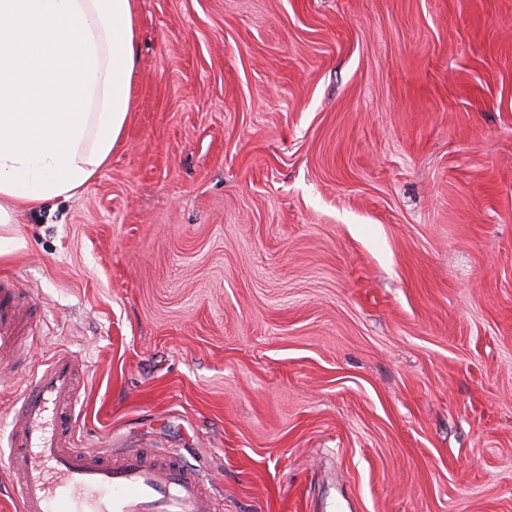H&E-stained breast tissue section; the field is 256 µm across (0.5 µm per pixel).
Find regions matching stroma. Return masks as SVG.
I'll list each match as a JSON object with an SVG mask.
<instances>
[{"instance_id": "1", "label": "stroma", "mask_w": 512, "mask_h": 512, "mask_svg": "<svg viewBox=\"0 0 512 512\" xmlns=\"http://www.w3.org/2000/svg\"><path fill=\"white\" fill-rule=\"evenodd\" d=\"M131 108L0 224L81 443L223 512H512V0H135Z\"/></svg>"}]
</instances>
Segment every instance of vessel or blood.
<instances>
[{
    "mask_svg": "<svg viewBox=\"0 0 512 512\" xmlns=\"http://www.w3.org/2000/svg\"><path fill=\"white\" fill-rule=\"evenodd\" d=\"M30 303L0 287V364L21 356L17 335ZM85 369L77 356L54 351L29 369L6 423L0 470L16 512H218L222 486L178 454L81 447L77 422Z\"/></svg>",
    "mask_w": 512,
    "mask_h": 512,
    "instance_id": "obj_1",
    "label": "vessel or blood"
}]
</instances>
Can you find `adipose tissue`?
I'll return each mask as SVG.
<instances>
[{
	"instance_id": "1",
	"label": "adipose tissue",
	"mask_w": 512,
	"mask_h": 512,
	"mask_svg": "<svg viewBox=\"0 0 512 512\" xmlns=\"http://www.w3.org/2000/svg\"><path fill=\"white\" fill-rule=\"evenodd\" d=\"M136 62L134 0H0V224L95 178Z\"/></svg>"
}]
</instances>
